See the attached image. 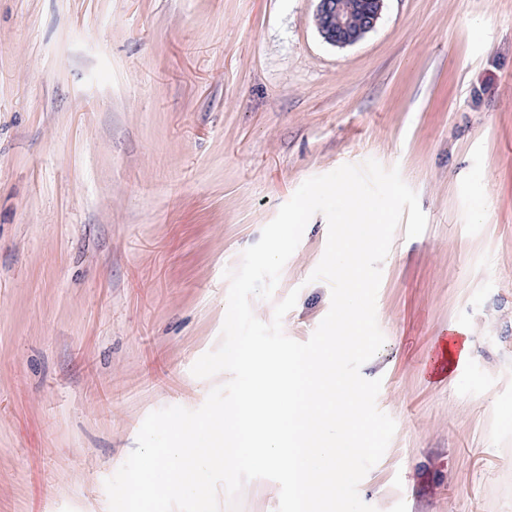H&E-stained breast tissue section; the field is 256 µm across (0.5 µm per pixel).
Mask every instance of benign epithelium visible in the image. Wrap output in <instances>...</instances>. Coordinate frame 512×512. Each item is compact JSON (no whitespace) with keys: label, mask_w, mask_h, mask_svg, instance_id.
<instances>
[{"label":"benign epithelium","mask_w":512,"mask_h":512,"mask_svg":"<svg viewBox=\"0 0 512 512\" xmlns=\"http://www.w3.org/2000/svg\"><path fill=\"white\" fill-rule=\"evenodd\" d=\"M384 0H317L315 23L322 39L335 47L355 44L374 30Z\"/></svg>","instance_id":"obj_1"}]
</instances>
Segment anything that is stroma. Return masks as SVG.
Masks as SVG:
<instances>
[{
    "label": "stroma",
    "mask_w": 512,
    "mask_h": 512,
    "mask_svg": "<svg viewBox=\"0 0 512 512\" xmlns=\"http://www.w3.org/2000/svg\"><path fill=\"white\" fill-rule=\"evenodd\" d=\"M315 0H0V512H109L145 417L200 408L225 269L308 178L399 168L361 368L396 422L361 481L377 512H512V0H384L339 49ZM309 220L270 322L331 306ZM466 361L436 375L454 335Z\"/></svg>",
    "instance_id": "1"
}]
</instances>
